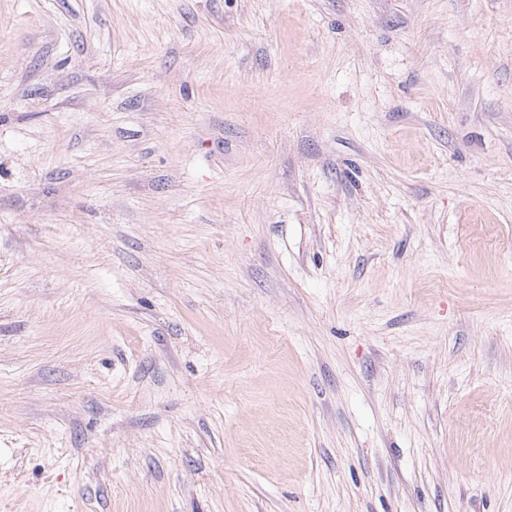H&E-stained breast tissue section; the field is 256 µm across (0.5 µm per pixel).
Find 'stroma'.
I'll return each mask as SVG.
<instances>
[{
  "instance_id": "1",
  "label": "stroma",
  "mask_w": 512,
  "mask_h": 512,
  "mask_svg": "<svg viewBox=\"0 0 512 512\" xmlns=\"http://www.w3.org/2000/svg\"><path fill=\"white\" fill-rule=\"evenodd\" d=\"M0 512H512V0H0Z\"/></svg>"
}]
</instances>
